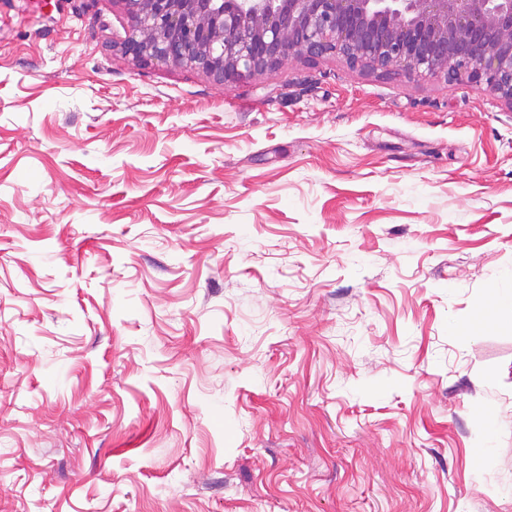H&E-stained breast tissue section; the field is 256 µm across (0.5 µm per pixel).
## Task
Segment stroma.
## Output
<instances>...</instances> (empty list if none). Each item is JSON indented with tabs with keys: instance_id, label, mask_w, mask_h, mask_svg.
Returning <instances> with one entry per match:
<instances>
[{
	"instance_id": "obj_1",
	"label": "stroma",
	"mask_w": 512,
	"mask_h": 512,
	"mask_svg": "<svg viewBox=\"0 0 512 512\" xmlns=\"http://www.w3.org/2000/svg\"><path fill=\"white\" fill-rule=\"evenodd\" d=\"M0 14V512H512L511 105Z\"/></svg>"
}]
</instances>
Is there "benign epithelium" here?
Returning a JSON list of instances; mask_svg holds the SVG:
<instances>
[{
  "label": "benign epithelium",
  "mask_w": 512,
  "mask_h": 512,
  "mask_svg": "<svg viewBox=\"0 0 512 512\" xmlns=\"http://www.w3.org/2000/svg\"><path fill=\"white\" fill-rule=\"evenodd\" d=\"M135 63L231 88L289 57L340 56L380 74L467 79L512 107V0H119Z\"/></svg>",
  "instance_id": "1"
}]
</instances>
